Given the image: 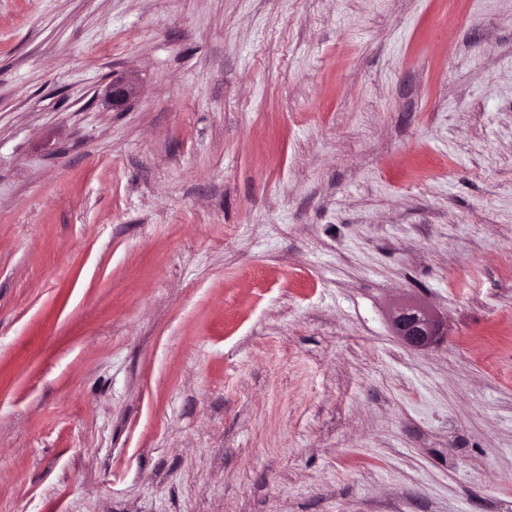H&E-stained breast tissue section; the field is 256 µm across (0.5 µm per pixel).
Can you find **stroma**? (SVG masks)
Here are the masks:
<instances>
[{"mask_svg":"<svg viewBox=\"0 0 512 512\" xmlns=\"http://www.w3.org/2000/svg\"><path fill=\"white\" fill-rule=\"evenodd\" d=\"M0 512H512V0H0ZM108 94L112 101V108L122 111L137 96L138 89L131 79L119 77L112 80ZM390 319L394 335L413 349H428L442 335L438 318L427 307L417 302L400 303Z\"/></svg>","mask_w":512,"mask_h":512,"instance_id":"stroma-1","label":"stroma"}]
</instances>
